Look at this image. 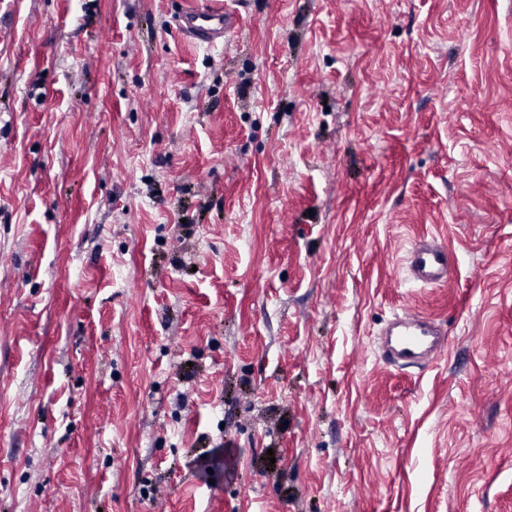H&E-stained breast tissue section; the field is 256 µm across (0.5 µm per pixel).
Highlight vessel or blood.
I'll use <instances>...</instances> for the list:
<instances>
[{"mask_svg": "<svg viewBox=\"0 0 512 512\" xmlns=\"http://www.w3.org/2000/svg\"><path fill=\"white\" fill-rule=\"evenodd\" d=\"M235 19L221 8L186 12L180 27L197 40L222 37L234 25ZM454 254L444 243L420 240L407 252L406 262L412 279L420 284L435 286L447 281ZM387 357L397 363H432L445 352L448 331L436 319L422 313L405 310L398 314L384 332Z\"/></svg>", "mask_w": 512, "mask_h": 512, "instance_id": "vessel-or-blood-1", "label": "vessel or blood"}]
</instances>
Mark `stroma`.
<instances>
[{"instance_id": "1", "label": "stroma", "mask_w": 512, "mask_h": 512, "mask_svg": "<svg viewBox=\"0 0 512 512\" xmlns=\"http://www.w3.org/2000/svg\"><path fill=\"white\" fill-rule=\"evenodd\" d=\"M0 512H512V0H0ZM234 24V17L224 9L209 8L186 12L181 17L180 27L189 37L212 41L222 37ZM453 260L454 254L447 245L425 238L414 243L406 256L412 279L428 286L440 285L448 280ZM383 336L387 357L403 364L433 363L448 343V330L440 322L413 310L398 314Z\"/></svg>"}]
</instances>
